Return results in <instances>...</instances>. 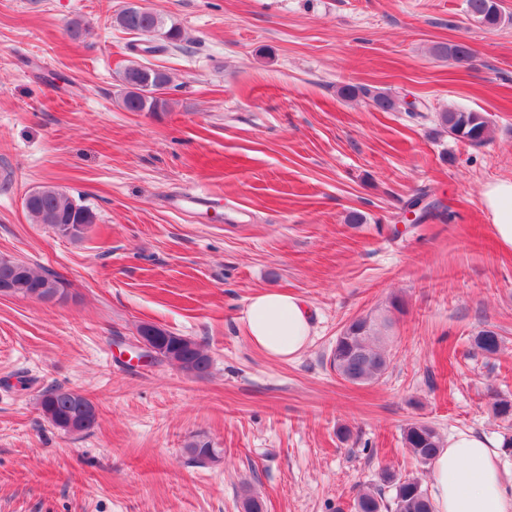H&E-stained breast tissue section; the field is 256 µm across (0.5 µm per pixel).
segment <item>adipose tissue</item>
<instances>
[{
  "label": "adipose tissue",
  "instance_id": "obj_1",
  "mask_svg": "<svg viewBox=\"0 0 512 512\" xmlns=\"http://www.w3.org/2000/svg\"><path fill=\"white\" fill-rule=\"evenodd\" d=\"M482 202L499 244L512 250V179L485 185ZM240 321L267 358L288 360L308 346L311 311L303 298L266 289L250 297ZM434 512H512V476L499 465L493 443L471 432L448 439L432 463Z\"/></svg>",
  "mask_w": 512,
  "mask_h": 512
}]
</instances>
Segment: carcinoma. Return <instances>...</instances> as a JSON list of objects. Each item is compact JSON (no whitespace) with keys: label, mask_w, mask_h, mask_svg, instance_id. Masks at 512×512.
Masks as SVG:
<instances>
[{"label":"carcinoma","mask_w":512,"mask_h":512,"mask_svg":"<svg viewBox=\"0 0 512 512\" xmlns=\"http://www.w3.org/2000/svg\"><path fill=\"white\" fill-rule=\"evenodd\" d=\"M470 18L489 29L502 23V13L497 0H466ZM115 23L123 30L136 35L157 33V37L174 44L181 40L180 27L172 23L165 25L159 14L148 11L141 13L132 7L123 8L116 16ZM126 72L142 77L137 90H128L122 105L129 112H164L169 102L159 97L170 84V76L159 69L130 66ZM339 94L346 99L364 97L381 112L397 108V100L389 93L373 91L358 85H345ZM437 121L448 134L479 146L486 140L489 122L482 112L460 108H448L437 115ZM40 195L30 198L25 209L36 224H51L64 230L66 224H93L95 214L86 206L76 203L57 187H38ZM427 193L422 191L409 202L411 207H420L419 220H425L439 207V202H425ZM10 281L13 295L42 298L48 294L63 295L64 281L49 269L38 272L25 262L0 258V281ZM389 325V319L375 314L355 317L346 323L332 353L331 364L336 373L352 384H370L378 381L386 372L389 357L385 350L381 328ZM161 335L168 337L162 362L174 364L181 370L202 376L210 368V357L198 342L176 335L166 329ZM477 349L487 355L496 354L501 347V337L493 330L483 329L473 337ZM42 415L55 428L65 432H87L94 427L97 409L83 394L61 387L46 389L40 397ZM404 446L413 458L422 465L432 462L442 448V440L436 429L425 422H413L403 430ZM385 483L393 487L391 500H386L382 489L375 486L359 491L354 499V512H433L432 501L416 478L395 477L386 471L382 475Z\"/></svg>","instance_id":"1"}]
</instances>
